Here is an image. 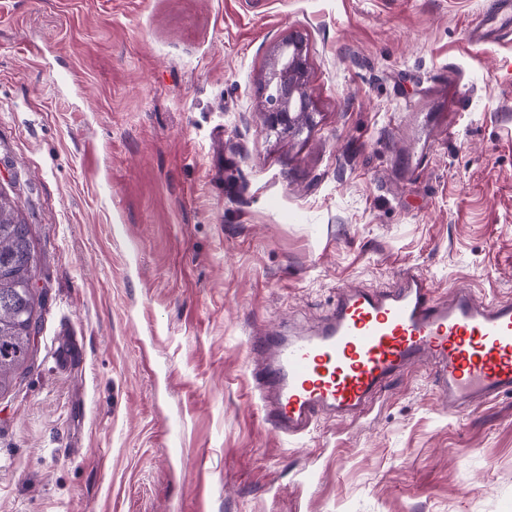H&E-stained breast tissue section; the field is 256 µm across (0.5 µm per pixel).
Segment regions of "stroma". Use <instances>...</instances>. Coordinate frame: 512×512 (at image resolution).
<instances>
[{"instance_id":"35a3bbf8","label":"stroma","mask_w":512,"mask_h":512,"mask_svg":"<svg viewBox=\"0 0 512 512\" xmlns=\"http://www.w3.org/2000/svg\"><path fill=\"white\" fill-rule=\"evenodd\" d=\"M490 4L0 0V189L45 295L0 395V512H512V395L447 412L423 364L287 439L248 351L410 268L512 299ZM294 38L313 125L280 137L259 81Z\"/></svg>"}]
</instances>
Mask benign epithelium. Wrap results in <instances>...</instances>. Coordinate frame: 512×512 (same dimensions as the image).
Segmentation results:
<instances>
[{
  "instance_id": "1",
  "label": "benign epithelium",
  "mask_w": 512,
  "mask_h": 512,
  "mask_svg": "<svg viewBox=\"0 0 512 512\" xmlns=\"http://www.w3.org/2000/svg\"><path fill=\"white\" fill-rule=\"evenodd\" d=\"M292 47L289 63L277 52L268 64L262 81L263 120L272 130L299 132L313 119L312 103L304 91L306 60L299 39L287 42Z\"/></svg>"
}]
</instances>
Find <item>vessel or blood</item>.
I'll list each match as a JSON object with an SVG mask.
<instances>
[{"instance_id": "b4317fda", "label": "vessel or blood", "mask_w": 512, "mask_h": 512, "mask_svg": "<svg viewBox=\"0 0 512 512\" xmlns=\"http://www.w3.org/2000/svg\"><path fill=\"white\" fill-rule=\"evenodd\" d=\"M497 31H512V0H494L471 36ZM250 348L264 358L252 378L265 415L291 439L321 415L365 412L392 378L424 362L441 403L457 412L512 394V301L479 300L464 287L438 299L406 272L385 290L338 289L320 327L256 336Z\"/></svg>"}]
</instances>
